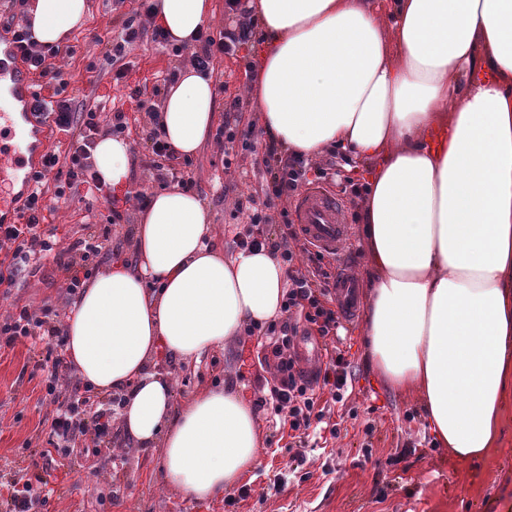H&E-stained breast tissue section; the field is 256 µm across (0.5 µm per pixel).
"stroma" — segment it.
<instances>
[{"instance_id": "1", "label": "stroma", "mask_w": 512, "mask_h": 512, "mask_svg": "<svg viewBox=\"0 0 512 512\" xmlns=\"http://www.w3.org/2000/svg\"><path fill=\"white\" fill-rule=\"evenodd\" d=\"M131 0H88L86 22L67 39L71 51L54 58L71 74L68 93L76 99L101 96L107 107L133 112L128 99L131 87L144 84L166 93L160 80L167 70L185 69L189 61L151 41L135 46L127 57L125 83L112 80L106 47L92 41L93 34L109 29L120 33ZM253 43L240 46L234 55L218 57L212 75L217 104L239 100L243 118L255 106L246 100V66ZM147 117H140L129 137L131 184L109 192L97 201L73 197L56 203L48 227L80 230L82 225L108 226L110 243L121 244L120 256L132 257L129 225L137 224L140 209L136 191H159L148 163L152 158L147 139ZM223 142L208 136L185 179L194 183L207 208L208 218L224 244L236 249L237 226L248 224L237 210L238 196H253L264 208L263 170L249 156L228 158ZM325 168V185L341 199L347 224H355L356 181L342 157L308 166L306 177L315 180ZM120 212L124 221L109 226L108 217ZM69 297L53 258L40 269L22 272L8 295H0V315L13 305L47 306L64 314ZM364 316L339 320L334 344L350 361L354 373L349 396L333 405L331 419L338 423L337 437L311 441L295 448L286 428L269 411L258 410L262 450L256 467L242 479L247 497H216L198 502L183 497L165 481L157 466L159 449L137 448L123 437L113 438L110 449L97 451L85 440L70 455L57 458L51 469L35 473L29 459L48 445L51 407L45 383L51 369L44 347L29 343L0 350V512H8L7 487L20 477H42L48 502L39 512H512V402L503 415L502 433L490 457L473 468H456L447 449L436 446L425 429L424 413L414 397L388 390L371 365L362 341ZM257 339L242 336L226 347L205 353L196 361L170 359L160 353L157 363L173 380L174 400H185L204 388L232 382L248 402H255L273 365H259Z\"/></svg>"}]
</instances>
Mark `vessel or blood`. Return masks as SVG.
Returning a JSON list of instances; mask_svg holds the SVG:
<instances>
[{
    "instance_id": "b4317fda",
    "label": "vessel or blood",
    "mask_w": 512,
    "mask_h": 512,
    "mask_svg": "<svg viewBox=\"0 0 512 512\" xmlns=\"http://www.w3.org/2000/svg\"><path fill=\"white\" fill-rule=\"evenodd\" d=\"M3 80L8 81L9 92L0 95V222L16 224L20 221V193L31 186L33 172L42 168L52 129L30 110L33 74L9 40H0ZM295 218L302 240L324 254L339 256L351 242L342 207L323 186H310L298 195ZM332 296L342 318L355 317L361 295L347 263H340L337 269Z\"/></svg>"
}]
</instances>
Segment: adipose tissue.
Returning <instances> with one entry per match:
<instances>
[{"instance_id": "ef3b65f1", "label": "adipose tissue", "mask_w": 512, "mask_h": 512, "mask_svg": "<svg viewBox=\"0 0 512 512\" xmlns=\"http://www.w3.org/2000/svg\"><path fill=\"white\" fill-rule=\"evenodd\" d=\"M212 0H157L190 46ZM259 44L253 120L288 155L357 161L369 263L365 334L385 383L416 397L455 465L485 460L512 399V0H250ZM87 0H33L32 33L55 45ZM209 73L168 87L166 140L195 154L215 121ZM106 184L126 185L130 145L98 140ZM134 260L100 270L65 317V352L93 391L124 392L123 434L161 447L166 481L204 501L258 463V420L232 385L175 405L169 373L279 317L286 271L269 248L225 254L206 205L179 188L139 216Z\"/></svg>"}]
</instances>
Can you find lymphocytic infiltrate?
<instances>
[{"instance_id":"1","label":"lymphocytic infiltrate","mask_w":512,"mask_h":512,"mask_svg":"<svg viewBox=\"0 0 512 512\" xmlns=\"http://www.w3.org/2000/svg\"><path fill=\"white\" fill-rule=\"evenodd\" d=\"M226 5L238 14V24L234 30L219 35L199 31L196 45L188 53L192 66L211 70L216 56L234 53L251 40L253 27L242 0H226ZM150 14L149 0H140L138 8L123 18L119 39L105 34L95 35V42L105 43L111 62L117 65L114 81L126 78L127 71L121 63L143 39L158 45L166 43L168 35L163 28L146 27L144 19ZM6 28L19 42L23 59L34 75L50 79L54 84L55 99L35 98L33 110L50 118L59 131L69 134L70 147L66 154H50L44 161V170L34 174L21 223L0 224V288H12L19 274L38 269L42 260L50 256L64 278L67 293L71 294L81 286L83 276L89 275L93 260L101 257L102 245L92 224L85 225L83 234L66 242L56 233L44 232L45 213L50 202L69 199L82 188L98 197H106L107 187L90 162L92 150L106 133H130L131 118L121 110L100 112L76 104L67 95L71 84L69 73L50 64L51 58L58 55L57 49L38 45L30 25L10 22ZM128 98L136 111L145 113L152 123L154 179L161 184L179 181L182 163L162 136L158 105L148 97L146 87L140 85L130 90ZM261 156V163L269 175L263 193L267 207L271 208L276 202L292 198L304 185L306 168L302 162L279 152L272 142L266 143ZM277 248L288 265V293L283 305L286 318L268 329L265 339L259 342L263 353L274 357L276 371L266 382L257 402L259 407L271 408L273 414L303 442L309 438L312 426L323 423L327 417L323 395H330L333 402H344L351 374L343 354L334 350L329 352L318 381H311L300 368L294 346L298 332L314 334L325 340L336 326L337 311L329 302L332 273L323 264V254L299 242L294 225H287L285 238ZM63 334L60 321L50 318L47 311L29 305L15 307L0 318V349L14 347L25 339L43 344L47 349V357L52 362L46 385L53 407L52 437L73 445L91 432L95 435L96 447H109L111 409L82 393L80 384L63 386L59 383L60 376L68 372Z\"/></svg>"}]
</instances>
